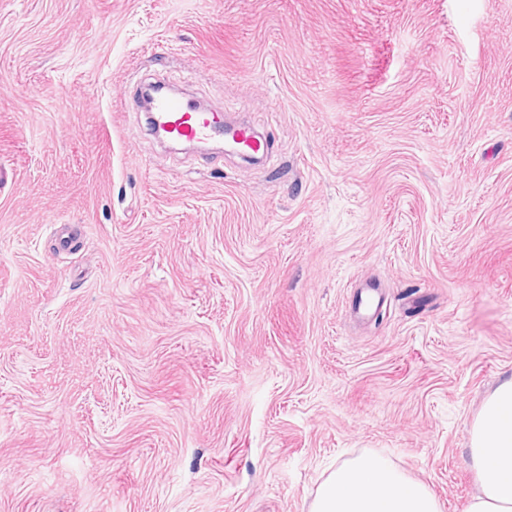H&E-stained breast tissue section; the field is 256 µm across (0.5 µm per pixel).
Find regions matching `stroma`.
I'll use <instances>...</instances> for the list:
<instances>
[{
    "label": "stroma",
    "mask_w": 512,
    "mask_h": 512,
    "mask_svg": "<svg viewBox=\"0 0 512 512\" xmlns=\"http://www.w3.org/2000/svg\"><path fill=\"white\" fill-rule=\"evenodd\" d=\"M508 378L512 0H0V512H309L366 454L464 512ZM152 123L179 140L211 141L224 137V144L235 146L242 154H257L262 143L243 125L224 121L214 113L198 110L179 98L160 97L151 107Z\"/></svg>",
    "instance_id": "obj_1"
}]
</instances>
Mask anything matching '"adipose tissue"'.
I'll list each match as a JSON object with an SVG mask.
<instances>
[{"label":"adipose tissue","mask_w":512,"mask_h":512,"mask_svg":"<svg viewBox=\"0 0 512 512\" xmlns=\"http://www.w3.org/2000/svg\"><path fill=\"white\" fill-rule=\"evenodd\" d=\"M512 379L485 400L471 429L469 455L480 488L465 512H512ZM310 512H441L431 491L411 482L380 455L361 456L332 471Z\"/></svg>","instance_id":"obj_1"}]
</instances>
